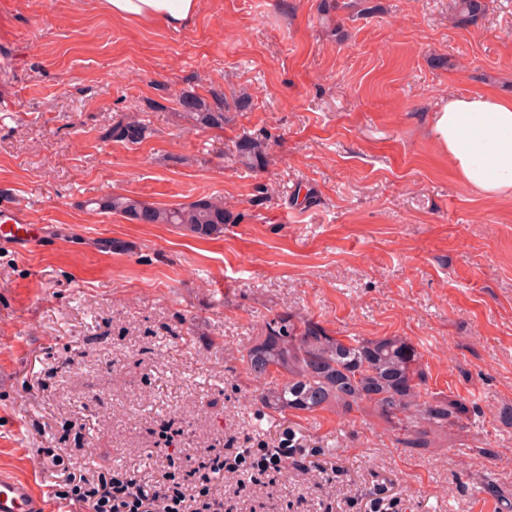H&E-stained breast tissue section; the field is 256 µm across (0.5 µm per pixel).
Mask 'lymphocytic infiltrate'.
Masks as SVG:
<instances>
[{"label": "lymphocytic infiltrate", "instance_id": "obj_1", "mask_svg": "<svg viewBox=\"0 0 512 512\" xmlns=\"http://www.w3.org/2000/svg\"><path fill=\"white\" fill-rule=\"evenodd\" d=\"M292 452L280 449H205L196 467L180 474L163 465L154 483H142L121 474L109 477L69 476L62 494L72 512H224L223 498L211 491L212 475L247 472L252 476L283 473Z\"/></svg>", "mask_w": 512, "mask_h": 512}]
</instances>
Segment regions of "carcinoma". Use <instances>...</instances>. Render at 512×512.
<instances>
[{
  "instance_id": "cac0c4a2",
  "label": "carcinoma",
  "mask_w": 512,
  "mask_h": 512,
  "mask_svg": "<svg viewBox=\"0 0 512 512\" xmlns=\"http://www.w3.org/2000/svg\"><path fill=\"white\" fill-rule=\"evenodd\" d=\"M454 21L474 25L484 15V0H456ZM180 116L193 128H224L222 101L217 111L206 112L205 101L193 92L175 95ZM148 126L139 115L127 114L105 130V137L137 144L146 138ZM95 210L117 214L142 224H170L184 234L214 239L224 234V201L203 197L188 204L157 205L137 196L111 194L94 201ZM421 355L407 340L343 341L315 324L297 326L284 313L266 322L243 360L250 374L266 378L276 371L284 376L260 395L263 407L288 409L349 410L365 400L402 433L407 448H428L430 434L456 425L463 413L452 397L426 398L423 392Z\"/></svg>"
}]
</instances>
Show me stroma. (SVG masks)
<instances>
[{
	"instance_id": "1",
	"label": "stroma",
	"mask_w": 512,
	"mask_h": 512,
	"mask_svg": "<svg viewBox=\"0 0 512 512\" xmlns=\"http://www.w3.org/2000/svg\"><path fill=\"white\" fill-rule=\"evenodd\" d=\"M200 0L171 31L98 0L0 11V208L48 230L0 253V477L60 512L68 474L149 482L207 448L294 446L314 468L227 475L224 512H512V202L462 181L431 134L452 94L512 97V0ZM224 102L189 129L173 101ZM128 112L151 129L104 139ZM253 138L255 153L241 154ZM224 200L217 239L99 214L107 194ZM288 313L340 338L400 336L429 394L464 405L432 447L373 404L261 408L242 356ZM65 455L33 468L40 449ZM499 486L485 491L486 481ZM484 2V0H456L454 21L462 26L476 24L485 13Z\"/></svg>"
}]
</instances>
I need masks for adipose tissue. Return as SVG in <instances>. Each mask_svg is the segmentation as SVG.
Returning a JSON list of instances; mask_svg holds the SVG:
<instances>
[{
	"instance_id": "ef3b65f1",
	"label": "adipose tissue",
	"mask_w": 512,
	"mask_h": 512,
	"mask_svg": "<svg viewBox=\"0 0 512 512\" xmlns=\"http://www.w3.org/2000/svg\"><path fill=\"white\" fill-rule=\"evenodd\" d=\"M112 17L139 19L177 31L199 0H101ZM431 133L460 178L490 200L512 201V99L451 95L432 115Z\"/></svg>"
}]
</instances>
